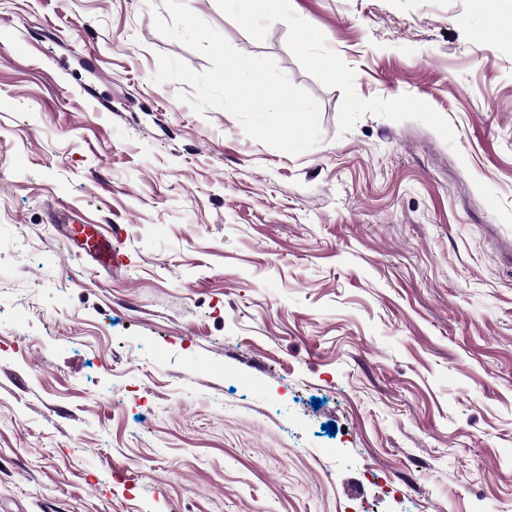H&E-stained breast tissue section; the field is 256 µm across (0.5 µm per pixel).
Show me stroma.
Listing matches in <instances>:
<instances>
[{"label": "stroma", "instance_id": "35a3bbf8", "mask_svg": "<svg viewBox=\"0 0 512 512\" xmlns=\"http://www.w3.org/2000/svg\"><path fill=\"white\" fill-rule=\"evenodd\" d=\"M184 2L321 140L153 82L210 66L165 0H0V512H512V42L475 0ZM56 219L59 224H71L70 218L68 221L61 216ZM69 233L82 249L91 254L99 266L111 268L112 239L106 238L105 235H99L91 224H71Z\"/></svg>", "mask_w": 512, "mask_h": 512}]
</instances>
